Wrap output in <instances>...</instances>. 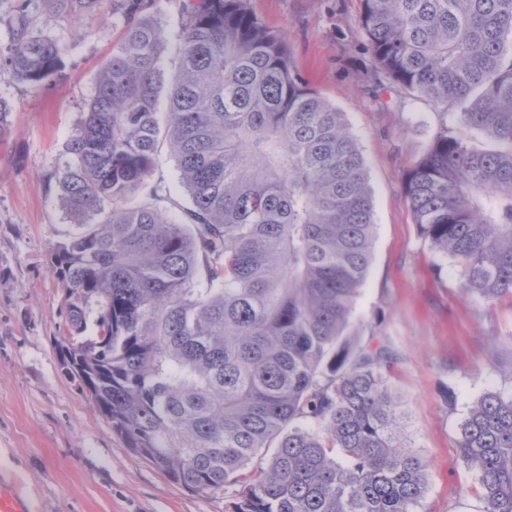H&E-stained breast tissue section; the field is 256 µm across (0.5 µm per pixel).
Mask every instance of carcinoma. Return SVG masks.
I'll return each mask as SVG.
<instances>
[{
    "label": "carcinoma",
    "instance_id": "1",
    "mask_svg": "<svg viewBox=\"0 0 512 512\" xmlns=\"http://www.w3.org/2000/svg\"><path fill=\"white\" fill-rule=\"evenodd\" d=\"M105 1L125 36L55 174L75 224L51 257L61 373L175 483L241 486L231 512H417L426 464L388 386L397 354L345 334L374 224L342 113L247 0H181L169 80L142 0H41L74 20ZM11 3L0 65L37 89L65 46ZM359 24L378 82L437 110L405 182L420 236L464 294L512 297V0H362ZM162 141L188 199L175 214L138 198ZM458 448L484 512H512V397L475 401Z\"/></svg>",
    "mask_w": 512,
    "mask_h": 512
}]
</instances>
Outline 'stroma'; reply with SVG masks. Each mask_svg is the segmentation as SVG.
<instances>
[{"mask_svg":"<svg viewBox=\"0 0 512 512\" xmlns=\"http://www.w3.org/2000/svg\"><path fill=\"white\" fill-rule=\"evenodd\" d=\"M247 6L281 34L294 72L342 112L365 161L374 245L349 330L364 341L387 337L398 354L389 385L407 442L427 462L418 512H483L478 477L459 457V427L484 393L512 395V299L464 296L453 262L418 233L405 177L436 131L433 108L375 84L361 0ZM29 11L66 53L37 90L0 67V99L12 108L0 143V471L20 483L33 512H228L230 493L190 491L126 448L58 368L63 288L50 256L74 226L55 174L126 24L114 12L49 20L38 0ZM149 12L165 31L164 72L173 74L185 17L177 0H155ZM443 385L453 404L441 400Z\"/></svg>","mask_w":512,"mask_h":512,"instance_id":"obj_1","label":"stroma"}]
</instances>
